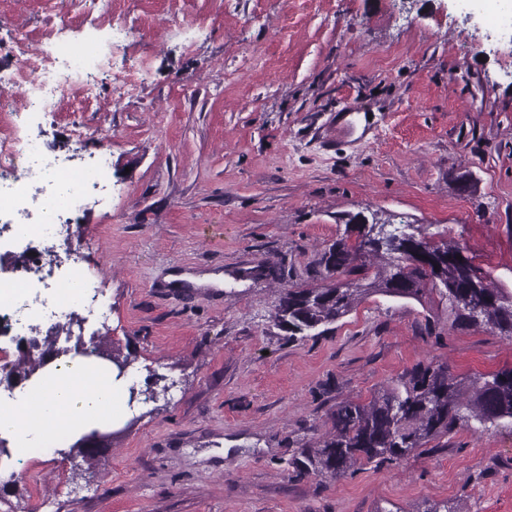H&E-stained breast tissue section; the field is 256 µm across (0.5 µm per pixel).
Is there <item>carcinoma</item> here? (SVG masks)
I'll return each instance as SVG.
<instances>
[{
	"mask_svg": "<svg viewBox=\"0 0 512 512\" xmlns=\"http://www.w3.org/2000/svg\"><path fill=\"white\" fill-rule=\"evenodd\" d=\"M364 223L359 213L348 218L346 236L321 258L326 275L320 282L282 292L272 319L289 339L323 334L322 328L373 294L418 302L435 294L452 326L485 327L512 339V291L494 287L478 267L456 259L463 247L439 246L414 234L382 247L365 238ZM473 303L482 306L476 317L466 308ZM23 359L27 368L15 365L12 375L27 379L43 366L41 352L29 351ZM331 420L333 432L320 446L302 452L300 473L338 480L362 460H404L459 426L487 430L512 420V369L479 375L465 394L447 365H418L367 403H340Z\"/></svg>",
	"mask_w": 512,
	"mask_h": 512,
	"instance_id": "obj_1",
	"label": "carcinoma"
}]
</instances>
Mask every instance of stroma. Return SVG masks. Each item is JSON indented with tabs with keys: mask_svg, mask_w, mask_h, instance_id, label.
I'll list each match as a JSON object with an SVG mask.
<instances>
[{
	"mask_svg": "<svg viewBox=\"0 0 512 512\" xmlns=\"http://www.w3.org/2000/svg\"><path fill=\"white\" fill-rule=\"evenodd\" d=\"M63 6L81 19L73 40L113 45L98 108L16 120L74 165L110 154L106 188L71 217L80 266L112 305L81 335L130 367L92 460L65 447L20 457L0 434V512H512L510 421L339 480L295 468L341 402H368L420 363L465 380L512 368V339L382 295L303 340L271 321L357 213L459 243L512 290V25L490 28L459 0H157L142 27L128 0L137 30L114 42L96 0H10L0 72L17 65L13 27L58 24ZM131 67L139 81L117 96L112 72ZM348 108L386 117L355 139L341 132ZM43 253L0 224V281ZM173 272L224 282L177 287ZM44 338L0 333V400Z\"/></svg>",
	"mask_w": 512,
	"mask_h": 512,
	"instance_id": "35a3bbf8",
	"label": "stroma"
}]
</instances>
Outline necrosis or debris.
I'll return each mask as SVG.
<instances>
[{
  "instance_id": "obj_1",
  "label": "necrosis or debris",
  "mask_w": 512,
  "mask_h": 512,
  "mask_svg": "<svg viewBox=\"0 0 512 512\" xmlns=\"http://www.w3.org/2000/svg\"><path fill=\"white\" fill-rule=\"evenodd\" d=\"M60 21L39 38L50 42V59L31 56L37 36L17 27L13 40L20 52V63L8 74L0 75V84L14 86L25 109L52 116L59 112L87 111L97 105L94 68L103 62L99 44L92 40L74 42L67 30L77 25L75 17L60 12ZM108 168L106 158L91 167L68 165L47 151L41 141L19 133L7 118L0 116V223L10 224L18 237L49 238L69 243V227L64 214L79 209L89 186L99 184ZM33 282L27 267H19L10 283V301H0V327L10 326L14 307H21L27 322L44 325V305L28 302L27 290ZM62 308L89 307L94 298L88 291L78 259H71L67 271L53 295Z\"/></svg>"
}]
</instances>
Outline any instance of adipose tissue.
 <instances>
[{"label":"adipose tissue","mask_w":512,"mask_h":512,"mask_svg":"<svg viewBox=\"0 0 512 512\" xmlns=\"http://www.w3.org/2000/svg\"><path fill=\"white\" fill-rule=\"evenodd\" d=\"M54 385L41 398L32 391L19 394L14 402L0 404V432H16V453L38 456L39 442L55 438L71 424L91 423L100 413H109L116 402L110 381L70 359L49 373Z\"/></svg>","instance_id":"obj_1"}]
</instances>
